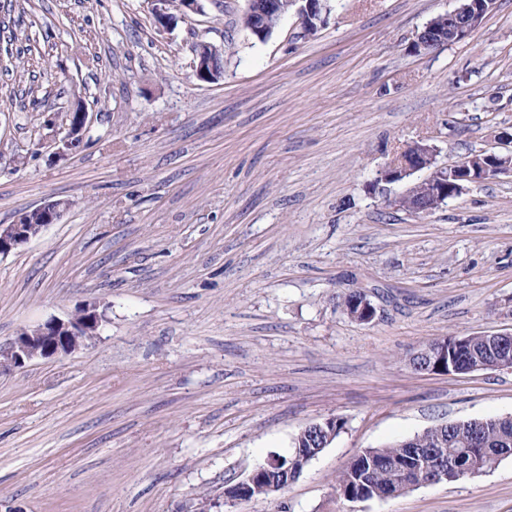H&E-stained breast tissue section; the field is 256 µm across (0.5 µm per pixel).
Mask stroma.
Returning a JSON list of instances; mask_svg holds the SVG:
<instances>
[{
    "label": "stroma",
    "mask_w": 512,
    "mask_h": 512,
    "mask_svg": "<svg viewBox=\"0 0 512 512\" xmlns=\"http://www.w3.org/2000/svg\"><path fill=\"white\" fill-rule=\"evenodd\" d=\"M456 0H332L315 34L266 40L246 0L158 32L150 0H0V224L52 200L58 222L0 257V344L83 305L105 316L72 355L0 374V501L23 512H193L285 455L307 425L344 430L275 500L242 512H512V456L396 498H338L365 449L512 416V370L419 372L420 345L512 331V174L426 215L377 182L428 141L437 165L512 134V0L465 41L414 50ZM224 49L196 79L193 46ZM92 116L62 159L37 145L74 97ZM360 289V324L339 305ZM351 292H355L356 294L357 293H360V292H363L361 290H353ZM355 293H352L351 295L349 296H342L341 298V303L340 305L342 306V308L344 307V305L346 304L347 306H350V302H351V296ZM362 294V295H361ZM360 294V300H352L351 302V307L354 308V307H357L358 308V312L357 313H353L352 315H350V318H352L353 320L359 322V323H370L376 316V308L369 304L368 301H367V294L366 293H361ZM363 294L366 295V299L363 298Z\"/></svg>",
    "instance_id": "35a3bbf8"
}]
</instances>
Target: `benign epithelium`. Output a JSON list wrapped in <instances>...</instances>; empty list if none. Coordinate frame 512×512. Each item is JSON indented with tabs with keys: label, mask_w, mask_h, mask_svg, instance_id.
Wrapping results in <instances>:
<instances>
[{
	"label": "benign epithelium",
	"mask_w": 512,
	"mask_h": 512,
	"mask_svg": "<svg viewBox=\"0 0 512 512\" xmlns=\"http://www.w3.org/2000/svg\"><path fill=\"white\" fill-rule=\"evenodd\" d=\"M154 3V20L161 30L169 29L173 22L172 14L168 11L171 0H152ZM296 4L295 12L299 15L302 33L310 35L318 30V26L325 21L324 15L329 11L328 0H291ZM493 7L488 2L482 8H476L475 0H460L454 10L446 13L448 17V30L451 31L452 42H460L472 35L481 25L485 13ZM247 11L261 15L260 30L270 35L281 25L287 17L280 0H248ZM443 40L442 35L431 31V25H426L418 34L414 49H428L430 46ZM196 77L204 82L214 83L224 76V71L214 65V61L199 52L194 53ZM90 122L89 112L79 106L75 109L72 123L60 127L52 120L45 121L47 133L43 135V144L52 149V154L62 158L77 151L84 142V134ZM412 151L413 162L399 164L394 160L383 168L377 181L393 183L402 180L411 173L423 169L431 170L425 182L441 188L442 195L448 194V184L462 178V174L472 166L470 162H460L450 166L436 165V151L433 147L422 142L409 146ZM44 214L49 224L56 223L61 216V203L57 201L46 202L32 210L20 212L11 224H0V256H7L19 247L33 239L25 218L32 212ZM351 307L358 308V312L350 318L359 323H369L376 316V308L366 299L352 300ZM102 325V314L94 306H86L79 316H69L66 319L50 318L43 323L19 332L8 343L0 346V371L20 370L36 359H50L66 356L87 345V342L98 335ZM470 336H455L453 339L438 338L422 352V362L417 369L433 374L452 375L467 373L469 369L456 364H448V347L456 350L468 347ZM310 432L326 441L311 449L307 456L301 460H308L317 455L319 448L327 447L336 436V419L328 418L322 422L311 423L300 431V434ZM288 482L278 484L270 478L267 469L260 466L253 468L244 478L224 489V501L217 502L208 498L198 503L196 512H211L213 509L224 508V512H239L238 506L244 502L264 499V493L274 487L285 489L298 479V472L294 469H285Z\"/></svg>",
	"instance_id": "7a95c632"
}]
</instances>
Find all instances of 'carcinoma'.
Listing matches in <instances>:
<instances>
[{
	"label": "carcinoma",
	"instance_id": "obj_1",
	"mask_svg": "<svg viewBox=\"0 0 512 512\" xmlns=\"http://www.w3.org/2000/svg\"><path fill=\"white\" fill-rule=\"evenodd\" d=\"M471 342V349L462 355V365H468L478 355L494 357L484 350L482 336L472 335ZM308 447V438L295 437L288 462L272 469L271 475H279ZM488 454L512 456L511 416L437 425L412 438L368 448L336 476V493L345 501L397 497L426 480L425 460L433 468H444L452 482L473 471L474 463Z\"/></svg>",
	"mask_w": 512,
	"mask_h": 512
}]
</instances>
